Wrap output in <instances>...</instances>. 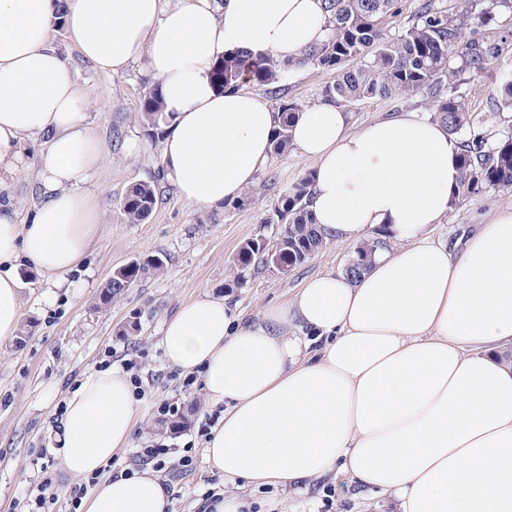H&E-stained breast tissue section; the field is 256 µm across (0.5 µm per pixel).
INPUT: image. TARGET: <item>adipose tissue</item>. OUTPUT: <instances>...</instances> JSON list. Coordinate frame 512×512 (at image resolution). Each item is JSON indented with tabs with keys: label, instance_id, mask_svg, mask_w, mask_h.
<instances>
[{
	"label": "adipose tissue",
	"instance_id": "adipose-tissue-1",
	"mask_svg": "<svg viewBox=\"0 0 512 512\" xmlns=\"http://www.w3.org/2000/svg\"><path fill=\"white\" fill-rule=\"evenodd\" d=\"M322 0H0V189L42 144L30 223L0 202V343L22 318L26 258L63 278L93 244L99 214L80 188L104 159L86 100L54 45L116 74L158 79L163 162L188 203L239 199L271 158L267 100L212 81L225 56L296 59L324 40ZM292 146L313 163L309 208L336 244L383 235L360 277L329 271L254 318L201 295L164 324L169 364L196 373L223 406L205 443L226 480L285 488L333 471L394 495L401 512H512V209L450 243L428 237L457 190L460 144L438 121L400 113L353 128L323 101L299 113ZM137 420L120 368L88 376L65 401L57 440L72 477L101 470ZM150 469L109 477L80 512H167Z\"/></svg>",
	"mask_w": 512,
	"mask_h": 512
}]
</instances>
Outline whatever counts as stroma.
Masks as SVG:
<instances>
[{"mask_svg":"<svg viewBox=\"0 0 512 512\" xmlns=\"http://www.w3.org/2000/svg\"><path fill=\"white\" fill-rule=\"evenodd\" d=\"M502 45L488 73L463 84L473 112L474 129L488 143L512 136V111L492 101L496 80L512 73V16L502 15L491 26ZM54 44L74 69L88 99L87 119L99 136L105 160L83 185L95 201L100 224L83 262L70 272L62 287L30 266L20 269L23 323L17 338L0 345V512H20L26 491L35 489L42 467L55 481L58 448L52 415L89 374L99 371L104 358L113 365L138 362L145 395L137 399L140 418L131 445L114 457L125 460L134 449L160 441L180 448L185 437L161 430L154 413L162 401L185 404L198 413L209 406L201 387L184 393L183 373L168 364L160 347L165 320L184 303L203 293L225 295L242 316L254 317L266 308L289 301L310 277L342 270L354 247L330 244L304 265L282 272L272 267L252 271L241 288L226 285L232 261L241 245L262 236L273 237L278 225L269 221L278 197L305 173L311 161L295 152L272 157L249 189L247 199L221 208H199L181 199L162 166L161 139L149 134L139 120V106L153 88L154 78L136 65L122 74L100 71L85 60L64 31ZM336 71L305 66L281 81L285 95L301 106L320 102ZM354 127L400 112L430 115L425 96L374 98L347 104ZM40 147L27 142L24 162L5 191L21 220L31 218L39 201L36 166ZM149 182L159 190L158 203L141 224L128 223L122 202L129 189ZM512 207V187L496 188L451 205L442 223L434 225L435 241L456 239L463 231L503 208ZM156 256L159 274L135 282L124 295L103 305L99 296L113 271L130 262ZM136 323L137 332L123 329ZM220 488L236 501L239 512H398L387 496L350 486L347 477L333 472L311 486L282 490L230 482L223 474L198 463L192 473L174 483L169 512H199L202 494Z\"/></svg>","mask_w":512,"mask_h":512,"instance_id":"obj_1","label":"stroma"}]
</instances>
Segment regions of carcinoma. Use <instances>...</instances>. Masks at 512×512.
<instances>
[{"mask_svg":"<svg viewBox=\"0 0 512 512\" xmlns=\"http://www.w3.org/2000/svg\"><path fill=\"white\" fill-rule=\"evenodd\" d=\"M328 34L325 40L294 60L240 54L217 65L214 81L222 90L245 84L269 87L272 106L279 112L278 126L271 144L272 155L281 156L291 147V134L301 106L281 96L280 82L289 71L314 66L339 72L337 80L324 90V98L351 103L390 97L395 94L426 93L437 120L455 135L471 123L468 100L458 92V84L485 74L500 52V44L478 30L497 15H512V0H461L460 10L450 13L424 0L411 15L400 34L390 37L385 20L402 12L399 0H324ZM494 101L512 109V76L496 87ZM143 125L159 127L162 101L157 88L149 90L139 110ZM460 157L457 200L476 196L490 189L512 186V136L487 146L475 136L463 142ZM312 173L304 174L278 198L271 224L288 225L279 262L294 268L327 246L312 212L308 209ZM157 203L156 188L138 183L128 191L122 209L132 224L146 221ZM386 245L380 237L357 246L345 272L356 278L369 265L372 254ZM265 239H252L243 245L234 260L228 288H241L247 273L266 262ZM159 259L136 260L120 274H112L101 292L109 303L133 283L160 272Z\"/></svg>","mask_w":512,"mask_h":512,"instance_id":"cac0c4a2","label":"carcinoma"}]
</instances>
